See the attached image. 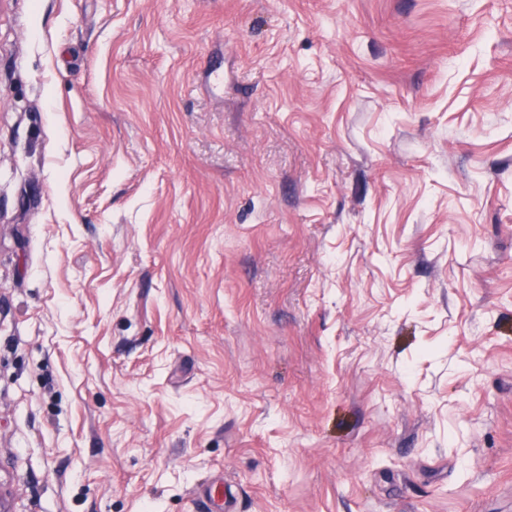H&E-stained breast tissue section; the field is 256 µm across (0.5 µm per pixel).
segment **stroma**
Here are the masks:
<instances>
[{
  "instance_id": "obj_1",
  "label": "stroma",
  "mask_w": 512,
  "mask_h": 512,
  "mask_svg": "<svg viewBox=\"0 0 512 512\" xmlns=\"http://www.w3.org/2000/svg\"><path fill=\"white\" fill-rule=\"evenodd\" d=\"M512 512V0H0L7 512Z\"/></svg>"
}]
</instances>
